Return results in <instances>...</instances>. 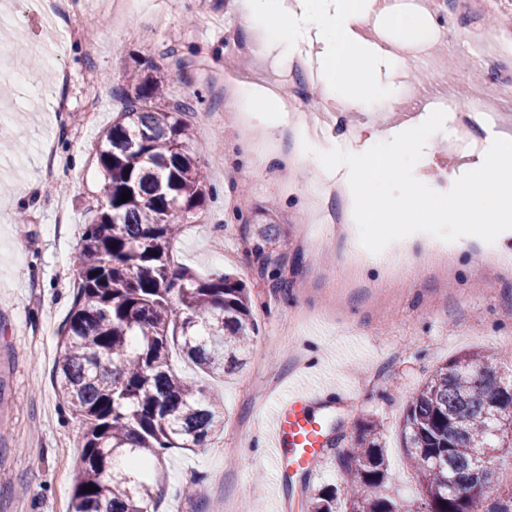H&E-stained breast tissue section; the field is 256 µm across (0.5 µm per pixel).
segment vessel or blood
Returning <instances> with one entry per match:
<instances>
[{
  "instance_id": "b4317fda",
  "label": "vessel or blood",
  "mask_w": 512,
  "mask_h": 512,
  "mask_svg": "<svg viewBox=\"0 0 512 512\" xmlns=\"http://www.w3.org/2000/svg\"><path fill=\"white\" fill-rule=\"evenodd\" d=\"M324 399V393L299 390L279 403L269 442L272 468L310 474L326 456L334 436L318 412Z\"/></svg>"
}]
</instances>
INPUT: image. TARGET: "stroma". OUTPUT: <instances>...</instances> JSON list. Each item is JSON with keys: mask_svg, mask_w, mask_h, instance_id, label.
I'll use <instances>...</instances> for the list:
<instances>
[{"mask_svg": "<svg viewBox=\"0 0 512 512\" xmlns=\"http://www.w3.org/2000/svg\"><path fill=\"white\" fill-rule=\"evenodd\" d=\"M432 40L407 46L423 66L444 65L457 78H478V90L496 103V125L473 130L471 143L455 145L459 119L448 111L445 131L416 164V178L445 172L455 178L454 159L467 167L479 161L494 138H512V49L502 40L508 14L489 25L485 0H458L447 13L431 16L418 7ZM215 16L236 23L240 38L256 43L239 56L227 46ZM101 30V49L88 56L83 45L47 21L35 0L19 9L0 0V54L11 70L27 74L0 83V512H68L78 472L83 427L62 411L52 386L59 352L58 332L74 297L79 247L88 209L104 187L95 146L121 107L115 94L138 63L152 61L168 94L190 98L194 112V155L208 168L211 189L199 220L184 225L173 246L176 262L199 276L231 272L252 293L258 335L234 374L200 376L181 357L176 372L199 379L223 400L224 429L205 447L170 451L154 476L161 491L158 512H286L314 493L340 486L342 458L356 447L359 430L375 422L388 456L384 495L411 506L419 497L413 468L401 446L400 423L414 392L435 369L459 354L482 351L504 359L512 351L498 343L512 336V236L490 251L467 243L448 256L446 282L421 273L387 272L370 265L352 268L354 242L323 222L322 209L339 210L331 193L313 194L318 152L348 149L349 135L377 127L388 107L367 104L346 110L339 95L323 93L310 77L309 95L296 118L281 119L272 137L282 150L257 165L255 150H244L248 127L232 126L230 108L205 80L231 68L241 83L278 95L296 92L294 53L262 42L232 0H144L142 13L113 27L93 5L84 15ZM373 31L375 47L403 42L382 0L352 26L355 36ZM64 48L61 64L71 76L61 84L32 58ZM69 110L57 114L58 99ZM95 111H87L88 100ZM55 159V184L45 183L47 157ZM287 162V183L269 179L265 166ZM67 189L63 206L56 186ZM66 219H59V212ZM275 221L279 235L255 254L260 225ZM327 240L321 256L312 238ZM494 270L480 278L476 259ZM269 260L285 281L270 288L260 274ZM296 387L338 392L351 399L328 405L335 446L306 480L276 476L269 466L268 418Z\"/></svg>", "mask_w": 512, "mask_h": 512, "instance_id": "35a3bbf8", "label": "stroma"}]
</instances>
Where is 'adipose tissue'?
<instances>
[{
	"label": "adipose tissue",
	"instance_id": "1",
	"mask_svg": "<svg viewBox=\"0 0 512 512\" xmlns=\"http://www.w3.org/2000/svg\"><path fill=\"white\" fill-rule=\"evenodd\" d=\"M238 8L250 28L267 32L289 50L316 39L321 46L316 63L328 93L346 90L356 107L393 98V91L376 78L380 56L352 36L350 25L362 13L353 0H294L290 5L285 0H240Z\"/></svg>",
	"mask_w": 512,
	"mask_h": 512
}]
</instances>
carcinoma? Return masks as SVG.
<instances>
[{"instance_id": "1", "label": "carcinoma", "mask_w": 512, "mask_h": 512, "mask_svg": "<svg viewBox=\"0 0 512 512\" xmlns=\"http://www.w3.org/2000/svg\"><path fill=\"white\" fill-rule=\"evenodd\" d=\"M155 71L146 61L131 74L96 147L106 195L84 225L54 370L59 399L84 429L70 512H148L156 492L145 464L205 445L223 424L222 405L173 371L172 352L206 375L232 374L256 338L239 276L201 278L173 261L178 226L209 189L190 151L193 103L165 98ZM401 438L420 487L408 512H503L490 498L512 500L496 464L512 457V364L478 351L451 359L410 399ZM343 462V512H403L378 493L387 465L377 424H363ZM336 501L321 491L306 512H337Z\"/></svg>"}]
</instances>
